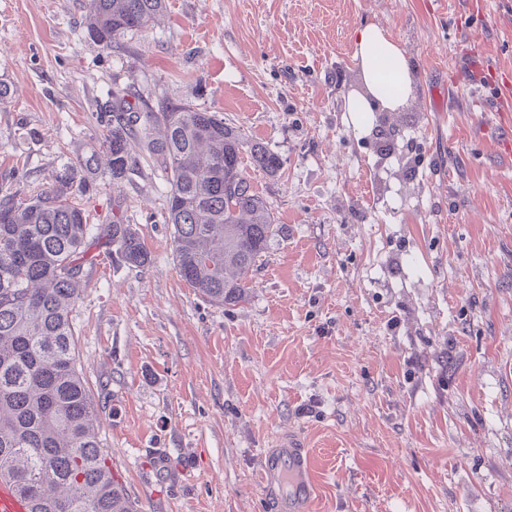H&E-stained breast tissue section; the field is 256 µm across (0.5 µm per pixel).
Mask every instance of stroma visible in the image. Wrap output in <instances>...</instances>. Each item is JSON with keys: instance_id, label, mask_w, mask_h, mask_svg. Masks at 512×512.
<instances>
[{"instance_id": "1", "label": "stroma", "mask_w": 512, "mask_h": 512, "mask_svg": "<svg viewBox=\"0 0 512 512\" xmlns=\"http://www.w3.org/2000/svg\"><path fill=\"white\" fill-rule=\"evenodd\" d=\"M166 0L105 47L85 0H0V189L49 186L97 144L112 94L215 113L283 160L249 169L280 233L245 302L181 277L167 175L135 152L80 195L88 224L123 220L150 261L82 259L71 312L101 445L139 512H273L260 465L304 444L311 512H512V157L486 91L453 55L479 44L512 71V0ZM376 24L414 69L391 117L415 157L351 126L354 57Z\"/></svg>"}]
</instances>
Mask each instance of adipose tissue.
Masks as SVG:
<instances>
[{
    "instance_id": "1",
    "label": "adipose tissue",
    "mask_w": 512,
    "mask_h": 512,
    "mask_svg": "<svg viewBox=\"0 0 512 512\" xmlns=\"http://www.w3.org/2000/svg\"><path fill=\"white\" fill-rule=\"evenodd\" d=\"M354 55L360 61L361 78L368 89L367 96L349 101L348 111H394L406 99L412 73L408 58L389 33L374 24L359 30Z\"/></svg>"
}]
</instances>
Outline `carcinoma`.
I'll return each mask as SVG.
<instances>
[{
	"instance_id": "obj_1",
	"label": "carcinoma",
	"mask_w": 512,
	"mask_h": 512,
	"mask_svg": "<svg viewBox=\"0 0 512 512\" xmlns=\"http://www.w3.org/2000/svg\"><path fill=\"white\" fill-rule=\"evenodd\" d=\"M164 8L165 0H87L89 34L107 47ZM112 98L100 149L64 162L51 187L28 200L0 197V473L13 476L32 512H134L101 448L70 318L91 233L77 193L97 178L99 153L114 183L133 164V135L162 161L179 273L212 303L247 299L257 262L279 232L241 165L247 153L254 167L275 174L283 165L278 154L212 112L191 105L155 112L118 92ZM98 236L125 263L149 262L130 225L105 224Z\"/></svg>"
}]
</instances>
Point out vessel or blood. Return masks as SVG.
<instances>
[{
	"mask_svg": "<svg viewBox=\"0 0 512 512\" xmlns=\"http://www.w3.org/2000/svg\"><path fill=\"white\" fill-rule=\"evenodd\" d=\"M487 86L492 106H499L504 96L512 94V75L490 67ZM262 493L272 501L277 512H309L317 496L307 454L293 439L281 441L275 453L261 462ZM0 512H30L29 502L7 477L0 476Z\"/></svg>",
	"mask_w": 512,
	"mask_h": 512,
	"instance_id": "obj_1",
	"label": "vessel or blood"
}]
</instances>
